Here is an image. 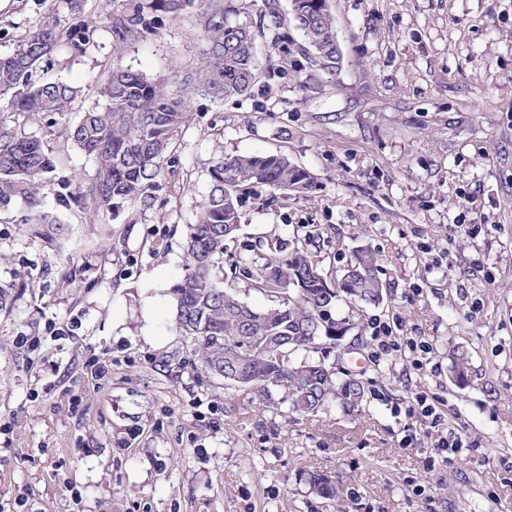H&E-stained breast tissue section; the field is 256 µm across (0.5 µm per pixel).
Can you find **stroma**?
<instances>
[{
    "mask_svg": "<svg viewBox=\"0 0 512 512\" xmlns=\"http://www.w3.org/2000/svg\"><path fill=\"white\" fill-rule=\"evenodd\" d=\"M146 0H0V56L43 23L58 34L40 79L81 94L63 118L16 126L67 155L59 180L90 182L91 159L66 141L101 104L114 65L179 92L206 48L202 19ZM342 51L312 66L289 0H253L247 19L269 66L249 95L188 97L191 119L146 206L86 222L45 208L67 236L51 245L22 210L0 214V507L17 512H332L309 473L340 477L348 512H512V0H327ZM143 11L153 29L120 41L109 21ZM81 49H74L73 41ZM278 152L309 169V197L244 199L231 266L259 237L318 228L323 268L369 247L387 294L367 319L428 343L423 369L368 357L371 329L344 368L367 384L361 411L306 419L250 389L204 374L173 323L190 224L225 155ZM468 232L458 234L456 223ZM466 351L457 385L453 358ZM447 419L411 417L417 393ZM460 433L464 448L433 445Z\"/></svg>",
    "mask_w": 512,
    "mask_h": 512,
    "instance_id": "obj_1",
    "label": "stroma"
}]
</instances>
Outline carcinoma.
Returning a JSON list of instances; mask_svg holds the SVG:
<instances>
[{"label":"carcinoma","instance_id":"cac0c4a2","mask_svg":"<svg viewBox=\"0 0 512 512\" xmlns=\"http://www.w3.org/2000/svg\"><path fill=\"white\" fill-rule=\"evenodd\" d=\"M148 7L175 16L198 10L205 18V57L195 71L181 77L184 91L198 90L220 100L249 93L261 76L257 35L250 23L229 20L247 13L248 0H150ZM291 19L311 49L314 65L331 75L339 70L327 0H291ZM148 30L140 12L112 21L121 41ZM55 40L54 29L44 25L12 54L0 57V211L22 205L25 223L39 225L45 238L58 242L68 234V223L59 213L43 209L41 190L61 159L9 123V115L16 113L63 116L79 96L75 86L32 80ZM101 95L105 106L85 110L67 128L68 140L94 159L95 175L84 186L63 184L61 194L65 204L81 207L91 221L124 204L148 205L149 190L190 119L186 96H176L166 84L132 69H112ZM210 177V192L189 227L184 277L171 288L175 326L202 370L226 385L256 388L267 397L271 389H282L289 411L299 416H315L331 404L344 412L357 410L365 399V382L350 371H336L318 353L326 343L337 344V327L346 333L359 328L351 316L336 313L337 303L358 314L383 301L375 256L360 249L333 276L315 259L313 235L285 247L261 239L253 254L239 262L249 287L269 301L256 308L225 289L218 276L224 251L241 224L242 198L258 185L281 192L284 201L306 197L316 177L269 153L222 157ZM274 340L280 343L277 355L269 350ZM308 484L316 495L333 502L336 512H346L336 481L313 472Z\"/></svg>","mask_w":512,"mask_h":512}]
</instances>
